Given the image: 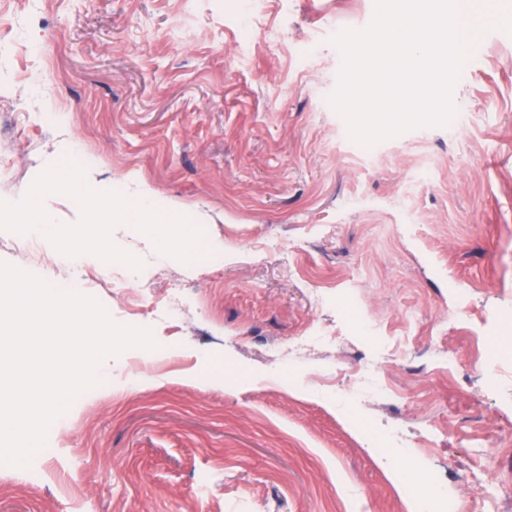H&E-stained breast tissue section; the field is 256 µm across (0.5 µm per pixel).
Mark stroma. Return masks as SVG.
Wrapping results in <instances>:
<instances>
[{"label":"stroma","mask_w":512,"mask_h":512,"mask_svg":"<svg viewBox=\"0 0 512 512\" xmlns=\"http://www.w3.org/2000/svg\"><path fill=\"white\" fill-rule=\"evenodd\" d=\"M496 7L501 21L488 20ZM377 0H0V200L89 151L90 190L127 182L203 229L217 258L161 253L134 223L110 240L151 267L144 319L163 355L72 401L26 466L0 462V512H481L490 472L512 512V0H471L475 31L443 126L372 146L332 106L345 29ZM53 37L47 57L30 49ZM50 65L25 91L19 80ZM466 297L464 320H442ZM377 335L410 349L375 397ZM329 343L295 350L314 331ZM457 348L448 372L437 348ZM501 427L507 439L486 447ZM379 455H372V448Z\"/></svg>","instance_id":"35a3bbf8"}]
</instances>
